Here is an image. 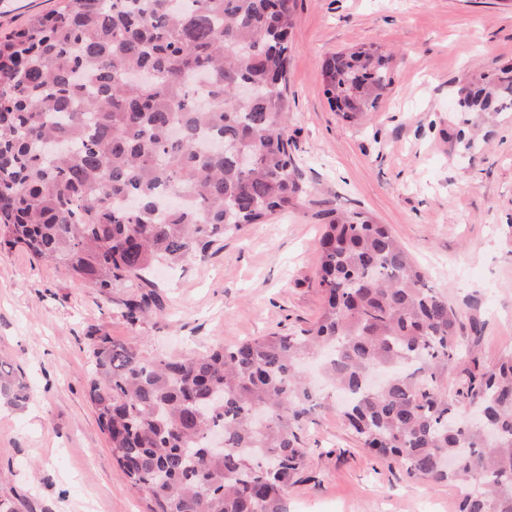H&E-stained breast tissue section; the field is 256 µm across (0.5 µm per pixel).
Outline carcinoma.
I'll list each match as a JSON object with an SVG mask.
<instances>
[{"label":"carcinoma","mask_w":512,"mask_h":512,"mask_svg":"<svg viewBox=\"0 0 512 512\" xmlns=\"http://www.w3.org/2000/svg\"><path fill=\"white\" fill-rule=\"evenodd\" d=\"M291 0H65L0 36V247L62 265L101 293L203 257L294 209L286 117ZM346 118L377 108L388 56L325 62ZM241 85L252 97L237 94ZM512 105V67L465 90L462 112ZM325 305L312 325L185 358L99 337L88 395L147 512H287L311 453L304 430L330 393L363 444L430 483L460 482L457 512H512V352L468 371L459 314L362 212L318 242ZM152 294L125 304L132 324ZM29 399L0 360V402ZM479 404L484 420L460 407ZM224 437V453L206 451Z\"/></svg>","instance_id":"obj_1"}]
</instances>
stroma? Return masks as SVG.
Here are the masks:
<instances>
[{
	"instance_id": "obj_1",
	"label": "stroma",
	"mask_w": 512,
	"mask_h": 512,
	"mask_svg": "<svg viewBox=\"0 0 512 512\" xmlns=\"http://www.w3.org/2000/svg\"><path fill=\"white\" fill-rule=\"evenodd\" d=\"M287 132L308 202L214 245L205 259L158 267L155 314L103 295L58 264L0 248V358L31 399L0 403V502L17 512H146L112 458L88 399L100 336L147 357L191 356L312 324L323 294L316 242L330 211L389 225L458 312L463 366L512 351V109L462 113L472 74L512 66V0H293ZM364 44L390 53L376 111L347 121L324 93L323 65ZM478 126L470 146L464 125ZM309 455L289 512H456L458 490L409 476L362 448L335 411L306 433Z\"/></svg>"
}]
</instances>
